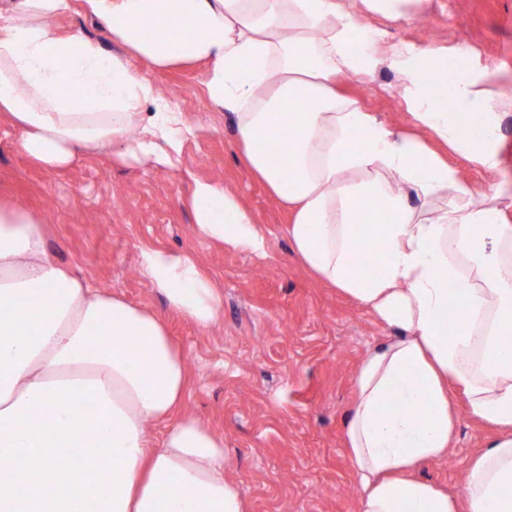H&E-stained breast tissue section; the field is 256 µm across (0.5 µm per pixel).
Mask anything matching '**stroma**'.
Listing matches in <instances>:
<instances>
[{
  "mask_svg": "<svg viewBox=\"0 0 512 512\" xmlns=\"http://www.w3.org/2000/svg\"><path fill=\"white\" fill-rule=\"evenodd\" d=\"M53 23L63 34L112 47L107 25L86 15L82 0H73L72 10ZM364 26L379 43L460 56L469 70L497 75L499 171L488 175L454 153L448 162L477 188L512 196V0H424L409 16L365 15ZM205 72V64L196 63L151 75L162 94L178 90L172 106L195 131L172 167L121 165L107 147L47 171L17 151L11 121L0 114V198L43 217L46 249L55 261L166 320L186 356L182 410L223 436L224 475L249 512H358L360 488L346 454L344 422L362 359L397 330L305 268L288 237L290 213L239 159L235 126L208 100ZM337 89L392 128L413 131L396 70L382 65L344 78ZM196 178L221 181L238 194L266 239L264 254L197 237L187 205ZM145 249L190 255L207 271L223 295L215 324L202 328L169 310L139 269ZM454 403L448 454L420 476L457 495L469 457L498 430L473 418L462 396Z\"/></svg>",
  "mask_w": 512,
  "mask_h": 512,
  "instance_id": "35a3bbf8",
  "label": "stroma"
}]
</instances>
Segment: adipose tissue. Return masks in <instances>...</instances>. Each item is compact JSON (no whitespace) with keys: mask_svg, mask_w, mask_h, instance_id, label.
Returning <instances> with one entry per match:
<instances>
[{"mask_svg":"<svg viewBox=\"0 0 512 512\" xmlns=\"http://www.w3.org/2000/svg\"><path fill=\"white\" fill-rule=\"evenodd\" d=\"M83 4L118 52L58 32L52 20L72 0H0V113L18 151L58 170L116 144L121 162L173 166L191 130L134 66L207 63L208 98L233 116L252 174L291 209L304 264L399 331L356 375L346 446L359 512H512V225L501 195L336 89L397 68L413 122L495 171L492 74L360 44L361 12L344 0ZM190 206L201 239L263 252L251 211L222 182L194 180ZM140 268L181 317L217 319L223 297L191 257L147 250ZM452 387L501 429L459 496L417 476L448 453ZM185 391V355L165 321L54 262L40 219L0 204V512H246L224 476L223 437L177 417Z\"/></svg>","mask_w":512,"mask_h":512,"instance_id":"adipose-tissue-1","label":"adipose tissue"}]
</instances>
